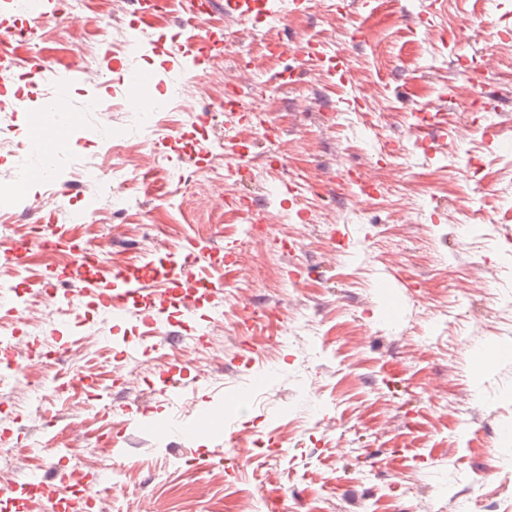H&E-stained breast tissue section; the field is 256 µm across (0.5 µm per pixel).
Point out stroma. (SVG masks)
<instances>
[{"label":"stroma","mask_w":512,"mask_h":512,"mask_svg":"<svg viewBox=\"0 0 512 512\" xmlns=\"http://www.w3.org/2000/svg\"><path fill=\"white\" fill-rule=\"evenodd\" d=\"M379 3L305 0L282 23L252 12L255 33L217 0L207 25L237 42L199 67L157 49L179 29L174 0H48L23 42L0 12V54L18 67L0 92V238L26 248L20 265L0 256L18 309L0 319V512L50 467L42 512L76 479L78 504L95 502L106 478L112 512H512V355H492L512 347V38L475 19L512 26V0H395L392 23ZM309 41L319 56L289 65ZM133 70L169 105L157 132L127 103ZM231 84L269 139L225 114ZM59 91L75 121L50 185L29 176L27 132ZM202 136L211 151L191 163ZM228 140L240 158L217 149ZM116 164L133 177L122 205ZM180 251L205 289L190 310L168 263ZM124 269L158 289L150 311L98 299ZM75 369L79 394L33 403L31 384Z\"/></svg>","instance_id":"obj_1"}]
</instances>
